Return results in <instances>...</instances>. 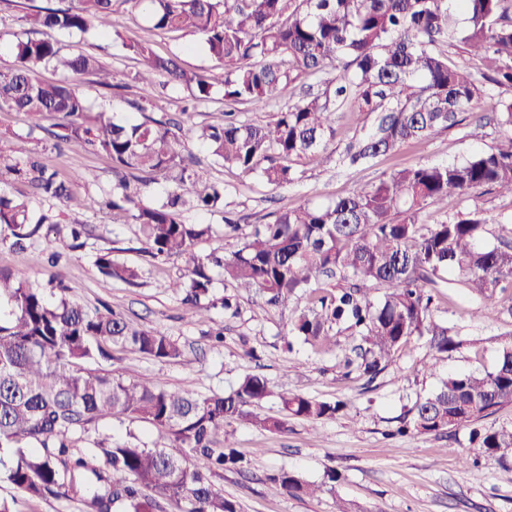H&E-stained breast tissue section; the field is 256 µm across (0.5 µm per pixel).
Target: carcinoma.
Instances as JSON below:
<instances>
[{
    "mask_svg": "<svg viewBox=\"0 0 512 512\" xmlns=\"http://www.w3.org/2000/svg\"><path fill=\"white\" fill-rule=\"evenodd\" d=\"M57 2L26 12L25 37L10 42L0 32V45L9 43L14 56L10 67L0 68V112H23L36 128L53 114L54 138L111 158L112 188L102 200L111 223L137 225L154 258H186V270L168 287L185 292L196 316L214 306L208 298L215 268L232 287L260 293L271 305L306 292L308 306L288 319L287 335L314 349L333 336L359 340L342 348L343 375L371 382L415 338L426 339L438 354L464 345L454 328L436 319L439 282L461 289L475 304V317L497 291L512 287V217L492 216L476 204L448 214V198L470 200L485 186L512 198V101L496 100L497 91L512 88V0H124L155 30L198 36L224 67V100L280 105L268 123L226 112L222 126L148 115L141 103L125 98L128 85L119 74L95 56L36 37L45 29L84 33L97 27L124 40L112 0ZM125 47L143 61L138 81L164 76L198 101L211 98L206 74L155 53L147 42ZM450 48L462 50L469 62H450ZM47 65L96 77L138 117L118 121L70 81L41 80L38 69ZM304 77L315 78L321 89L298 87ZM345 109L355 131L336 164L349 168L462 124L473 140L484 139L489 127L498 140L461 161L400 167L344 197L284 208L269 222L249 225L240 248L229 254L196 253L213 227L185 223V209L222 213L232 232L240 225L227 217L224 183L190 168L182 140L200 141L224 166L278 188L296 180L294 161L328 150ZM16 151L0 138V241L21 248L50 217L13 198L12 181L28 176L37 197L74 209L89 204L75 187L95 176L81 171L61 179L30 157L5 160ZM159 176L170 181V190L163 201L147 204ZM429 206L442 216L418 223ZM95 266L128 285L141 277L138 267L110 251L97 255ZM58 290L49 301L41 289L0 268V448L10 449L8 459L0 457V482L31 500L52 495L79 503L81 512H157L162 500L185 503L184 512H240L211 480L243 467L230 442L212 447L224 427L247 423L285 433L294 418L332 419L347 407L276 393L260 375L244 377L227 395L206 396L189 384L167 389L88 369L85 364L106 356L107 345L158 361L178 358L181 349L158 328L115 310L90 312L68 299L63 286ZM270 397L279 399V415L262 418L251 410ZM506 403H512V332L499 342L493 370L448 374L416 402L397 433L467 428ZM116 415L163 431L172 450L137 438L77 447L88 425ZM471 434L485 453L504 464L512 460V425ZM176 448L193 455L186 458ZM269 480L289 495L321 491L286 470Z\"/></svg>",
    "mask_w": 512,
    "mask_h": 512,
    "instance_id": "carcinoma-1",
    "label": "carcinoma"
}]
</instances>
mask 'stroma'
Here are the masks:
<instances>
[{
    "label": "stroma",
    "mask_w": 512,
    "mask_h": 512,
    "mask_svg": "<svg viewBox=\"0 0 512 512\" xmlns=\"http://www.w3.org/2000/svg\"><path fill=\"white\" fill-rule=\"evenodd\" d=\"M113 2L115 20L127 37L147 41L158 53L177 56L182 66L213 79L211 99L200 104L194 102L190 90L167 85L161 76L152 84L138 85L132 91L134 98L143 101L155 116L176 118L183 107L191 106L194 122L203 125L223 124L229 109L250 123L273 119L272 107L225 103L224 69L209 56L199 37L152 29L126 0ZM44 36L67 51L92 54L108 69L130 78L141 68L138 58L120 42L94 29L84 34L48 30ZM55 123V118H44L42 130L34 133L24 113L0 112V134L39 158L48 170L62 178L78 171L93 172L94 182L79 186L78 191L94 198V206L60 210L57 204L35 197L31 186L20 179L11 182L10 195L29 201L35 213L48 214L59 225L85 224L87 233L80 247L55 268L70 299L93 310H122L144 326L166 331L181 348L179 358L164 362L116 350L111 359L96 361V368L168 388L189 382L204 395L228 392L245 376L259 373L269 380L276 395L289 391L320 401L348 403L344 412L330 420L314 424L291 420L288 432L282 434L251 425L228 427V438L247 466L241 472L225 471L215 484L239 503L241 512H336L343 502L351 504L354 512H512V465H502L497 457L475 448L469 429L412 437L396 433L404 413L431 394L446 375L494 368L496 337L512 332V290L501 294L476 320L459 289L441 283L442 316L459 330L466 342L464 348L437 358L424 342L415 341L401 349L374 381L344 378L336 349L316 351L298 342L293 351H285L284 326L292 310L303 307V300L294 299L288 306L276 308L250 295L241 298L238 316H227L219 307L210 309L203 320L192 315L181 295L165 287L166 281L183 271L184 259L153 261L143 251L137 225H112L106 210L97 204L112 187L111 161L74 143L55 145L48 133ZM477 146L461 126L365 167L345 168L331 158H306L294 166L295 183L278 189L217 163L200 142H187L186 149L196 158V170L223 181L234 209L254 224L284 207L346 195L354 184L372 182L396 167L463 160ZM45 245L41 236L23 251L0 244V267L43 287ZM106 251L140 268L138 286L106 279L98 272L95 259ZM219 326L224 329V341L217 344L208 332ZM276 395L257 406L259 416L278 415ZM131 435L150 445L167 441L165 433L151 425L115 417L90 424L79 444L89 448L100 438L117 440ZM281 470L297 472L306 481L321 485V493L310 498L282 492L267 480Z\"/></svg>",
    "instance_id": "obj_1"
}]
</instances>
